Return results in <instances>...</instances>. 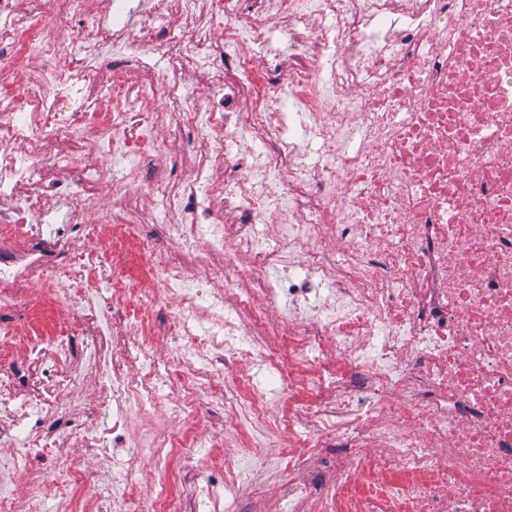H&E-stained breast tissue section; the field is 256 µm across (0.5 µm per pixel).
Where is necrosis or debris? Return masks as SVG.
I'll use <instances>...</instances> for the list:
<instances>
[{"label": "necrosis or debris", "instance_id": "1", "mask_svg": "<svg viewBox=\"0 0 512 512\" xmlns=\"http://www.w3.org/2000/svg\"><path fill=\"white\" fill-rule=\"evenodd\" d=\"M41 2L0 0V44L13 48L0 54V193L21 199L0 208V309L24 320L0 322V343L18 338L23 350L0 365V475L44 455L55 468L25 500L1 492L0 512H40L61 467L91 488L79 512H161L166 495L148 504L138 493L140 453L76 420L69 398L93 374L94 408L150 422L174 364L184 382L165 409L172 424L208 404L214 366L235 381L279 372L287 415L235 388L224 405L287 430L288 496L317 512H512V0H154L134 28L125 0H112L108 19L98 0ZM175 17L194 23L190 38L172 35ZM78 18L73 51L62 33ZM283 18L287 51L263 52ZM112 42L132 59L111 67L104 112L84 61ZM146 46L169 56L167 75L138 61ZM22 50L36 69L17 67ZM187 71L204 111L184 109ZM283 74L297 135L271 94ZM71 85L86 95L71 97ZM190 126L198 140L185 141ZM302 135L321 144L317 163ZM235 139L269 151L245 160L227 148ZM172 144L187 160L182 179L159 198L129 188L109 223L88 222L104 181L73 178L74 155L134 168ZM64 197L74 224L46 232L35 216ZM147 212L171 219L191 277L141 238ZM271 219L285 229L267 247L258 227ZM136 254L156 286L140 290L129 318L127 279L113 277L109 296L100 288L108 265ZM241 257L254 279L303 264L332 293L315 307L290 276L242 287ZM159 303L183 338L208 324L207 356L183 342L155 358ZM282 336L295 339L290 353ZM134 353L144 365L121 371ZM73 440L86 467L72 465ZM327 448L333 463L311 466Z\"/></svg>", "mask_w": 512, "mask_h": 512}]
</instances>
